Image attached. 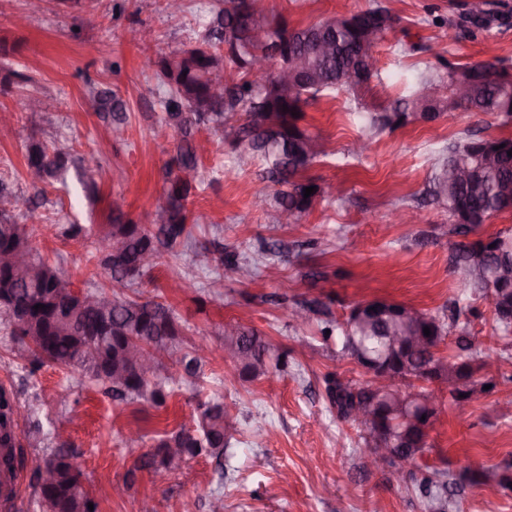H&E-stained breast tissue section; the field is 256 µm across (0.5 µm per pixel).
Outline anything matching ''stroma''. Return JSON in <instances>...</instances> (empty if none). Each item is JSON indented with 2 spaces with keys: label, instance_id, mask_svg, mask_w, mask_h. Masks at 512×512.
<instances>
[{
  "label": "stroma",
  "instance_id": "stroma-1",
  "mask_svg": "<svg viewBox=\"0 0 512 512\" xmlns=\"http://www.w3.org/2000/svg\"><path fill=\"white\" fill-rule=\"evenodd\" d=\"M370 0H268L270 14L300 28L365 9ZM397 23L374 48L378 73L358 90L324 92L304 108L301 127L321 136L327 151L306 172L323 194L299 224L276 228L253 209V191L268 180L248 154L231 149L220 134L200 129L209 140L202 159V188L187 209L197 217L200 242L219 244L256 261L259 286L225 276L223 294H213L214 266L194 248L162 253L150 279L139 287L144 300L168 305L178 318L186 346L208 345L210 359L197 385L176 390L163 409L146 402H121L80 373L46 363L32 369L18 356L0 321V387L17 409L16 432L24 453L66 443L81 464L82 483L97 512H209L212 495L224 497V512H425L392 468H373L357 450L358 428L338 419L325 397L334 375L357 385L373 377L353 358L341 355V339L322 341L317 329L298 331L284 316L304 299L325 302L337 323L362 301L385 297L443 316L459 303L461 321L480 360L500 367L512 353V334L495 331L487 298L464 293L451 272L454 241L447 212L429 190L439 150L465 136L512 135V121L463 110L432 122L416 121L393 130L371 128L361 119L385 112L407 94L424 72L477 61H502L512 68V0H492L491 12L474 25L470 0H382ZM210 0H185L170 16L164 0H45L28 13L25 0H0V185L21 199H36L45 223L34 247L80 288L104 277L88 256L112 222V202L123 199L125 216L146 224L163 204L173 166L177 130L165 123L163 92L145 58L168 57L191 48L203 33ZM456 27V40L444 34ZM107 94L126 111V135H112V113L97 111L92 99ZM42 109L25 107L27 98ZM58 141L73 162L63 179L41 191L25 180L27 149ZM66 224L87 227L70 239ZM281 240L287 260H265L260 251ZM194 286L175 294L173 277ZM256 330L282 353L287 366L245 380L225 362L224 324ZM438 414L428 430L430 450L419 466L456 474L479 473L512 460V405L503 399L512 385L475 398L465 414L448 399L447 383L433 386ZM215 397L228 411L224 466L201 455L174 470L125 477L134 462L154 449V436L192 425L198 401ZM146 436L127 443L130 426ZM453 512H512V491L464 483Z\"/></svg>",
  "mask_w": 512,
  "mask_h": 512
}]
</instances>
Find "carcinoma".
<instances>
[{
  "label": "carcinoma",
  "instance_id": "cac0c4a2",
  "mask_svg": "<svg viewBox=\"0 0 512 512\" xmlns=\"http://www.w3.org/2000/svg\"><path fill=\"white\" fill-rule=\"evenodd\" d=\"M264 0H224L219 10L206 25L201 41L195 47L182 51L172 58L157 61L147 59V65L159 69L164 78L166 122L181 135L176 152V170L168 172L169 189L165 205L155 214L152 224L145 226L123 221L122 211L113 210L112 224L106 240L120 245L121 261L115 263L98 248L90 259L106 273L107 282L89 292L115 296L112 304V335H94L97 315L92 310L59 321L54 311L39 309V317L27 330L17 331L12 310L0 303V319L10 329L13 342L19 350L29 353L33 362H49L59 368L78 371L89 379L105 386V393L115 400H143L156 408L166 405L181 383L199 377L204 365L202 349L193 347L177 359L183 373L176 376L165 363L180 351L182 330L176 316L165 305L156 301H142L129 296L131 289L147 276L155 265L152 261L136 271L144 254L156 259L161 250L180 246H194V225L189 223L186 202L197 190L201 150L195 133L202 125L219 131L224 142L233 149L246 151L270 174V178L284 189L268 196L261 189L255 194V205L273 204L274 224L284 226L281 211L293 213L291 223L296 224L321 195V188L304 197V190L313 185L303 180V173L325 150L313 154L303 151L302 143L317 141L319 137L298 125L303 106L324 91L336 87L361 88L376 73L370 62L371 55L363 50L362 39L367 33L374 40L381 39L393 27L394 18L380 4L375 3L351 15L354 24L336 20V28L323 29L312 24L294 31L288 30L286 21L271 18L265 7L251 12L252 2ZM320 39L333 42L327 56H309L312 77L294 92L284 94L263 88L241 69V63L261 57L277 64L276 51L283 46L290 52L308 53V46ZM229 43L234 51L221 56L219 49ZM475 94L456 105L458 109L472 112L493 113L512 120V72L494 63L466 64L460 66ZM453 80L448 73L435 78L419 77L405 100V106L390 112H377L368 117L371 127L397 128L419 120V112L409 111L415 106L418 90L427 87L433 92L444 89L451 92ZM512 137L494 139L472 138L448 146L438 162L433 180L434 201L453 218L448 233L466 237L485 223L494 213L512 210ZM69 149L62 145L32 144L26 157L27 173H35L32 186L56 181L64 176L70 161ZM459 163L476 169L471 182L448 180V167ZM26 224L0 221V253L23 245L30 261L38 267L42 287L50 288L61 271L30 246V239L39 230V216L35 208L28 207ZM200 255L219 269L232 274L250 277L252 270L247 260L235 251H212L200 245ZM453 272L471 293L498 299L501 288L489 287L493 270L506 265L512 269V233H497L472 242H457L451 255ZM295 308L304 311L307 319L328 315L326 303L317 299L301 301ZM418 317L409 326L408 333L425 336V347L403 355L412 378L393 384V392L381 394L373 387H358L349 381L332 378L326 386L330 405L336 414L357 421L356 405L378 404L382 413L370 424L360 425V448L368 445V433L376 431L391 452L413 462L430 451L426 438L414 430L407 421L409 407L420 397L433 398L432 390L424 384L429 367L436 369V377L451 378L461 392L470 399L485 393L483 387L496 385L494 377H480L485 364L479 362L472 351L465 330L455 337L459 349L446 359L434 356L433 350L449 335L454 324L446 318L417 311ZM353 342L342 345L341 352L355 357V349L370 353L377 359L388 354L392 336L403 334V323L397 319L356 322L348 317ZM235 337L232 343L243 355L238 364L240 376L256 379L268 372L267 359L271 358L270 345L256 331L238 323L233 324ZM144 336L155 351L154 368L139 377L117 381L110 369L125 365L124 351L131 345V337ZM14 403L0 394V467L7 472L15 469L16 435ZM197 438H192L183 425L165 430L158 435L155 451L139 458L127 474L135 478L141 470L175 469L184 461L202 453L221 462L224 458V435L228 427L227 414L218 402H205L198 408L194 419ZM35 459L44 463L54 473L53 482L38 480V496L46 512H90L88 503L93 501L81 481V470L70 449L63 445L46 448ZM408 479L425 494L424 507L428 512H450L448 489L457 484V478L446 470H433L418 480L413 473ZM480 483L512 491V463L477 474Z\"/></svg>",
  "mask_w": 512,
  "mask_h": 512
}]
</instances>
